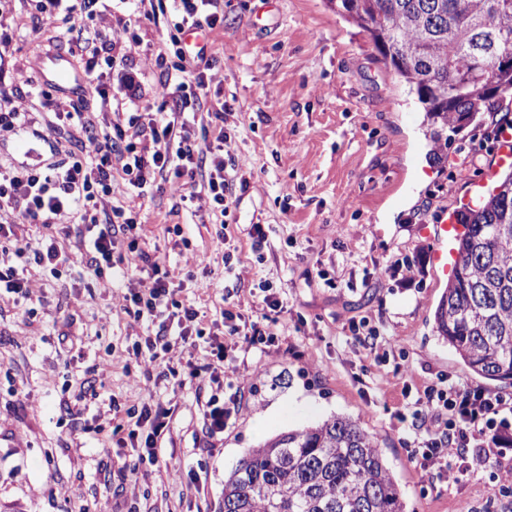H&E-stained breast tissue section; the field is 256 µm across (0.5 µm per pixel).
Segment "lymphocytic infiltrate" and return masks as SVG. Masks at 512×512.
I'll return each instance as SVG.
<instances>
[{"mask_svg": "<svg viewBox=\"0 0 512 512\" xmlns=\"http://www.w3.org/2000/svg\"><path fill=\"white\" fill-rule=\"evenodd\" d=\"M171 25L176 32L192 27L214 30L224 25L223 0H170ZM131 20L102 17L98 29L77 33L86 45L85 72L94 75L100 54L122 44ZM167 51L146 57L145 65L161 70L157 112H146L134 137H127L120 121L112 117V95L98 87V112H84L70 102L49 99L58 121L82 131L79 154H66L50 167L17 166L0 175V207H9L30 224H62L72 240L61 250L56 237L31 240L18 235L13 224L0 225V285L7 293L26 296L23 277L36 264L50 271L79 266L95 280L122 277L126 282V314L137 323H154L158 329L133 357L145 379L160 368L161 353L173 347L196 349L205 334L200 312L184 303L172 286L166 265L151 259L138 241L136 215L131 206L112 200V172L121 170L129 185L142 190L169 187L180 201H203L213 213L227 217L236 191L246 190L249 180L236 167L235 137L228 120L233 109L210 106L211 59H189L167 67ZM194 84L185 93L186 84ZM125 248L126 265L113 262L118 248ZM260 306L247 315L236 306L222 309L223 340L209 342L206 361L186 360L182 367L164 368L170 377H184L192 384H219L227 352L238 347L265 352L276 337L270 326L283 310L279 289L261 283ZM225 400L210 396L202 405V431L214 440L228 427L239 407L243 384H230ZM173 409L162 402L128 410L114 427L117 446L131 447V462L119 468L122 478L138 476L141 464L158 465L157 443L168 429ZM412 421L405 432L410 459L422 472L447 482L484 466L489 458L512 454V441L503 430L512 422V401L469 387L458 381L430 386L416 401Z\"/></svg>", "mask_w": 512, "mask_h": 512, "instance_id": "f902f5d3", "label": "lymphocytic infiltrate"}]
</instances>
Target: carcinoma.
<instances>
[{"label":"carcinoma","mask_w":512,"mask_h":512,"mask_svg":"<svg viewBox=\"0 0 512 512\" xmlns=\"http://www.w3.org/2000/svg\"><path fill=\"white\" fill-rule=\"evenodd\" d=\"M361 28L426 112L433 154L448 126L512 97V0H329ZM435 311L437 332L474 374L512 385V171L479 205ZM220 512H406L377 439L348 417L282 432L224 477Z\"/></svg>","instance_id":"1"}]
</instances>
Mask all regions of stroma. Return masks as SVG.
Listing matches in <instances>:
<instances>
[{
    "label": "stroma",
    "instance_id": "stroma-1",
    "mask_svg": "<svg viewBox=\"0 0 512 512\" xmlns=\"http://www.w3.org/2000/svg\"><path fill=\"white\" fill-rule=\"evenodd\" d=\"M133 10L132 0H97L92 11L70 14L50 0H0V104L27 100L36 117L34 131L0 132L1 173L18 164L21 142L52 164L79 137L68 130L46 141L54 113L18 66L37 67L43 53L57 50L83 68L78 47L60 32L91 31L101 16ZM133 31L124 62L98 66L129 118L160 103L159 72L142 60L169 43L171 29L165 17L143 15ZM207 42L217 57L210 96L241 113L235 163L249 186L237 193L230 224L162 190L130 199L118 174L113 196L133 200L146 250L207 318H219L229 302L249 310L260 282L280 288L277 341L257 361L229 351L250 390L207 452L194 387L172 378L154 384L125 368L133 344L148 334L123 311L125 285L97 282L79 267L55 277L29 266L28 301L0 295V512H177L183 501L218 512L224 476L248 448L333 416L376 437L407 512H512V494L494 487L512 460L490 461L455 483L429 477L410 462L398 420L444 376L512 398V386L473 374L438 335L434 314L448 282L421 233L444 211L463 209L492 164L489 153L465 149L512 121V101L449 132L447 155L432 162L419 104L329 0H277L272 10L262 0H224V27ZM131 76L140 85L133 102L125 98ZM255 224L269 227L258 251L249 234ZM405 261L412 275L401 271ZM364 317L382 331L371 348L346 336ZM157 400L175 410L158 441L167 467L135 481L108 477L106 464H122L98 453L109 433L80 434L77 426L105 422L113 402L124 411Z\"/></svg>",
    "mask_w": 512,
    "mask_h": 512
}]
</instances>
